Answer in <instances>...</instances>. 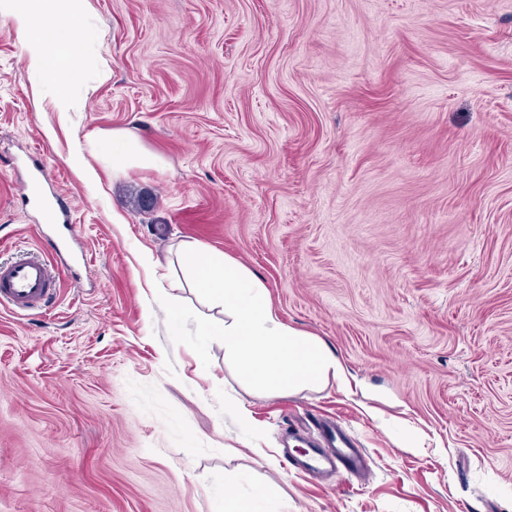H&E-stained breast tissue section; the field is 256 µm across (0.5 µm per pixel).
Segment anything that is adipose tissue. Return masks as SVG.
<instances>
[{"instance_id":"1","label":"adipose tissue","mask_w":512,"mask_h":512,"mask_svg":"<svg viewBox=\"0 0 512 512\" xmlns=\"http://www.w3.org/2000/svg\"><path fill=\"white\" fill-rule=\"evenodd\" d=\"M0 13L12 16L27 36L30 66L52 80L59 110L79 111V101L69 92L79 64L54 65L49 50L74 41L82 27L83 10L71 6L46 14L31 8L28 0H0ZM100 141L101 159L113 170L154 168L161 162L129 132L115 130L101 135ZM178 252L202 299L224 312L220 323L195 316L197 330L205 336L222 337L225 352L237 359L245 374L288 394L331 381L341 388L349 386L350 373L336 354L317 337L283 322L268 298L266 285L252 271L195 241L182 242Z\"/></svg>"}]
</instances>
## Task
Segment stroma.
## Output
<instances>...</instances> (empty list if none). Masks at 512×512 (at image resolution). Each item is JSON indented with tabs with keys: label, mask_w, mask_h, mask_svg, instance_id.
<instances>
[{
	"label": "stroma",
	"mask_w": 512,
	"mask_h": 512,
	"mask_svg": "<svg viewBox=\"0 0 512 512\" xmlns=\"http://www.w3.org/2000/svg\"><path fill=\"white\" fill-rule=\"evenodd\" d=\"M84 7L79 112L0 16V261L43 247L33 150L88 254L45 312L0 306V512H218L260 484L283 512H512V0ZM115 130L162 164H101ZM182 241L253 271L350 389H266L172 330L175 283L224 318ZM324 423L366 478L296 463Z\"/></svg>",
	"instance_id": "obj_1"
}]
</instances>
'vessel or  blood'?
<instances>
[{
    "label": "vessel or blood",
    "instance_id": "obj_1",
    "mask_svg": "<svg viewBox=\"0 0 512 512\" xmlns=\"http://www.w3.org/2000/svg\"><path fill=\"white\" fill-rule=\"evenodd\" d=\"M27 202L39 213L41 224L56 229L51 258L28 253L0 263V304L14 312H35L45 309L53 296L60 269L72 267V248L77 243L76 227L69 222L66 205H63L54 188L44 162L32 160L20 181ZM326 438L330 449L313 455L306 465L313 473L326 467L346 464L349 470L362 469L365 460L338 434L336 428L327 427Z\"/></svg>",
    "mask_w": 512,
    "mask_h": 512
}]
</instances>
